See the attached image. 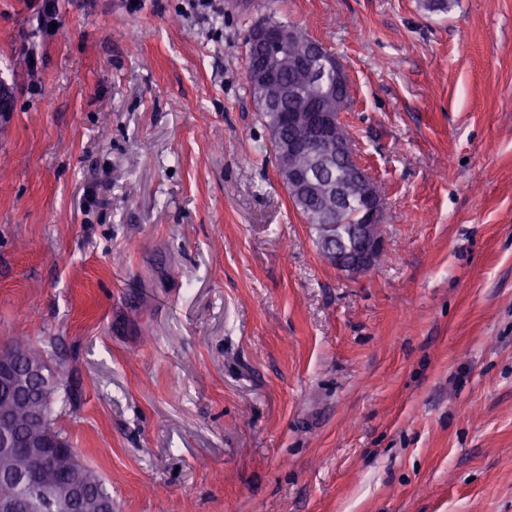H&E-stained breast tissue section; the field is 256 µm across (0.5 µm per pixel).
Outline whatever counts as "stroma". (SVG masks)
<instances>
[{
    "instance_id": "obj_1",
    "label": "stroma",
    "mask_w": 512,
    "mask_h": 512,
    "mask_svg": "<svg viewBox=\"0 0 512 512\" xmlns=\"http://www.w3.org/2000/svg\"><path fill=\"white\" fill-rule=\"evenodd\" d=\"M0 0V345L114 512H512V0ZM302 28L384 253L340 274L244 36ZM11 345L18 348L23 353L26 362H31L36 365H30L28 367L27 377H25V375L19 371V354L16 352L10 355L2 354L0 356V384L4 386L5 390L7 392L15 391L18 394L22 393L30 377L38 378L44 385H48L49 379L39 365L46 362L43 353L36 348L17 342Z\"/></svg>"
}]
</instances>
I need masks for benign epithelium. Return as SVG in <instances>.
Listing matches in <instances>:
<instances>
[{"label": "benign epithelium", "mask_w": 512, "mask_h": 512, "mask_svg": "<svg viewBox=\"0 0 512 512\" xmlns=\"http://www.w3.org/2000/svg\"><path fill=\"white\" fill-rule=\"evenodd\" d=\"M285 39L282 31L267 22H258L250 28L246 40V57L252 65L246 71L247 82L254 89L268 93L279 86V76L283 65L298 73L301 78L312 76V71L305 65V57L314 55L321 59L322 70H329L336 75V82L349 81L348 73L342 62L321 42L315 40L308 44L304 53L289 57L284 53ZM340 114L326 112L319 100L311 99L301 112H290L282 120L290 124L304 126V134L299 140H282L275 143L277 164L279 168L288 169V177L295 183L312 188L317 185L316 177L311 171H299L288 168V159L300 148L314 150L320 158L329 160L340 153H350L352 160H357L353 145L336 140L335 130ZM353 199L361 201V223L356 225L349 242L340 248H333L332 242L338 239V227L327 226L325 244L332 248V264L348 276L358 277L369 272L376 265V258L383 252L381 234L375 232L376 224L381 222L382 200L375 182L366 174L358 180L345 176L339 183V204ZM20 356L17 353L0 356V385L7 391L18 394L25 390L28 378L34 377L49 384V379L39 365L28 367L27 374L19 371ZM37 467L23 477L27 484L39 486L46 494H51L53 487L50 480L57 469L55 457L39 452Z\"/></svg>", "instance_id": "7a95c632"}]
</instances>
